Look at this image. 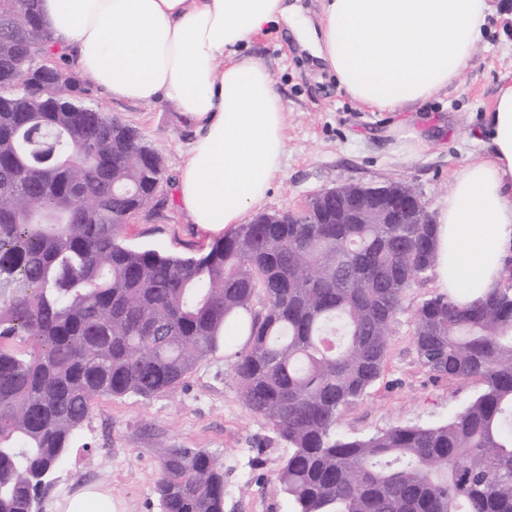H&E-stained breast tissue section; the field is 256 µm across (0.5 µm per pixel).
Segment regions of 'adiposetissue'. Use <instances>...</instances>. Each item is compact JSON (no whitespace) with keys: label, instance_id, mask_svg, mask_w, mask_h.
Masks as SVG:
<instances>
[{"label":"adipose tissue","instance_id":"adipose-tissue-1","mask_svg":"<svg viewBox=\"0 0 512 512\" xmlns=\"http://www.w3.org/2000/svg\"><path fill=\"white\" fill-rule=\"evenodd\" d=\"M55 44L113 98L176 103L194 134L173 186L191 223L240 224L282 166L286 103L246 55L288 25L374 112L399 114L410 155L426 147L417 110L452 86L483 39L488 0H323L318 26L285 0H39ZM488 152L463 167L434 219L436 283L466 302L495 286L512 254V85L485 116Z\"/></svg>","mask_w":512,"mask_h":512}]
</instances>
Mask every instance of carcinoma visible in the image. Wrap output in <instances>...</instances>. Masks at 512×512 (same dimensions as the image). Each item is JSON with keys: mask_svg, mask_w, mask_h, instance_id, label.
Returning a JSON list of instances; mask_svg holds the SVG:
<instances>
[{"mask_svg": "<svg viewBox=\"0 0 512 512\" xmlns=\"http://www.w3.org/2000/svg\"><path fill=\"white\" fill-rule=\"evenodd\" d=\"M70 72L37 0H0V512H38L101 397L171 393L219 348L240 397L290 452L292 512H512V288L424 302L421 365L479 378L446 423L339 439L343 412L383 373L391 322L436 262L432 224H239L201 257L133 248L164 164L101 111L30 112L20 64ZM54 154L41 151L43 137ZM161 512H224V466L157 449Z\"/></svg>", "mask_w": 512, "mask_h": 512, "instance_id": "cac0c4a2", "label": "carcinoma"}]
</instances>
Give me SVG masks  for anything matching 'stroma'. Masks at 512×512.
<instances>
[{"label": "stroma", "mask_w": 512, "mask_h": 512, "mask_svg": "<svg viewBox=\"0 0 512 512\" xmlns=\"http://www.w3.org/2000/svg\"><path fill=\"white\" fill-rule=\"evenodd\" d=\"M491 4L472 66L447 93L423 105L435 132L412 158L392 131L395 116L354 101L289 29L279 28L250 45L248 54L268 66L287 105L282 168L260 212L287 211L347 182H403L421 194L430 213H437L455 174L486 154L482 116L498 88L512 84V0ZM77 83L87 92L86 102L135 127L164 160L165 181L155 207L121 227L122 241L176 255L206 252L218 233L190 223L173 197L192 139L175 103L119 100L85 77ZM439 293L429 273L417 276L406 290L391 324L384 372L343 413L338 436L368 437L396 425H440L481 392L479 379L437 377L418 361L414 322L422 304ZM233 374V359L219 351L202 360L174 392L100 398L42 490L40 512H56L63 498L97 483L111 487L112 512H159L154 487L161 448H203L223 463L224 512H290L277 482L289 448L244 405Z\"/></svg>", "instance_id": "stroma-1"}]
</instances>
